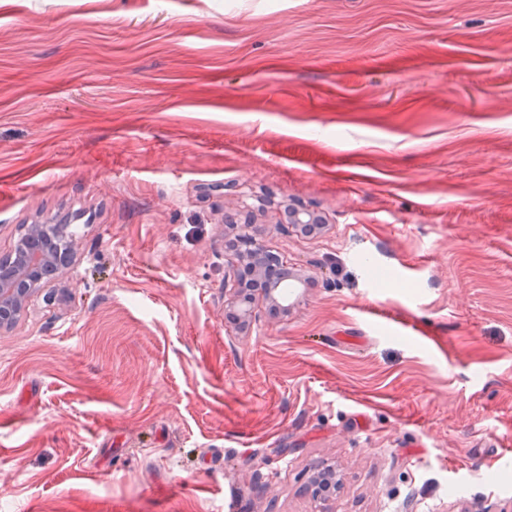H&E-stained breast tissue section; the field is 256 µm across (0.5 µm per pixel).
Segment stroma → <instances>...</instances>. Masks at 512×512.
I'll return each instance as SVG.
<instances>
[{
	"instance_id": "35a3bbf8",
	"label": "stroma",
	"mask_w": 512,
	"mask_h": 512,
	"mask_svg": "<svg viewBox=\"0 0 512 512\" xmlns=\"http://www.w3.org/2000/svg\"><path fill=\"white\" fill-rule=\"evenodd\" d=\"M62 221L0 512L512 506V0H0V257ZM238 225L309 276L245 338ZM229 286L227 280L226 285L224 284V303L225 307L229 309H235L236 320L233 323V330L236 336H250V331L254 323L258 320V313L255 311V298L252 293L246 289L259 290L263 288V284L259 283L254 279H249L245 282L246 288L238 287V283L235 279Z\"/></svg>"
}]
</instances>
